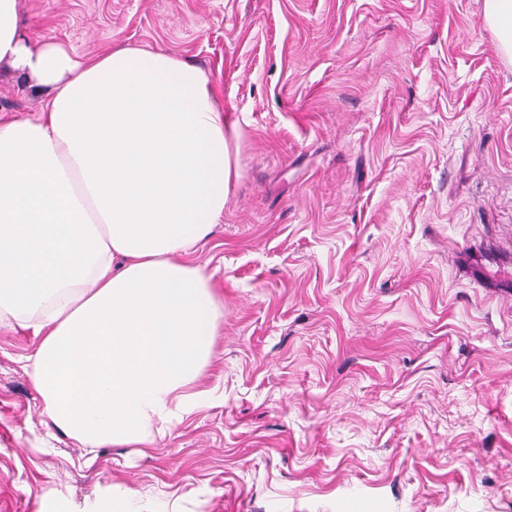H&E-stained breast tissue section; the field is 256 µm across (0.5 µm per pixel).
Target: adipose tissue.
Masks as SVG:
<instances>
[{"instance_id": "ef3b65f1", "label": "adipose tissue", "mask_w": 512, "mask_h": 512, "mask_svg": "<svg viewBox=\"0 0 512 512\" xmlns=\"http://www.w3.org/2000/svg\"><path fill=\"white\" fill-rule=\"evenodd\" d=\"M0 0V66L42 105L0 118V325L31 331L42 412L88 451L149 447L212 401L215 273L193 253L238 178L240 131L207 74L108 45L76 59Z\"/></svg>"}]
</instances>
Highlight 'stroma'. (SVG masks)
<instances>
[{
  "mask_svg": "<svg viewBox=\"0 0 512 512\" xmlns=\"http://www.w3.org/2000/svg\"><path fill=\"white\" fill-rule=\"evenodd\" d=\"M208 75L239 179L196 258L214 400L88 460L0 327V512H512V66L482 0H25ZM39 95L0 71V114ZM121 484L131 498L112 494Z\"/></svg>",
  "mask_w": 512,
  "mask_h": 512,
  "instance_id": "obj_1",
  "label": "stroma"
}]
</instances>
